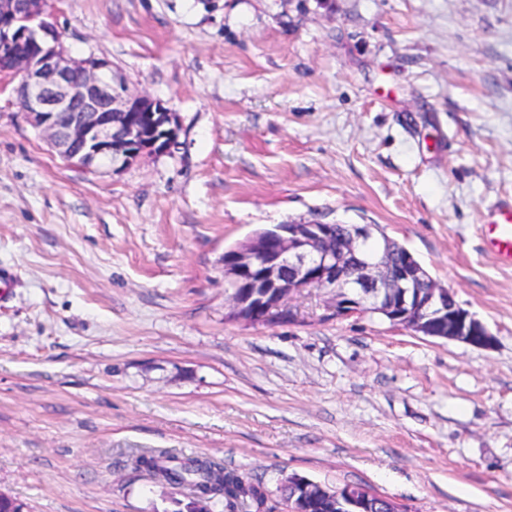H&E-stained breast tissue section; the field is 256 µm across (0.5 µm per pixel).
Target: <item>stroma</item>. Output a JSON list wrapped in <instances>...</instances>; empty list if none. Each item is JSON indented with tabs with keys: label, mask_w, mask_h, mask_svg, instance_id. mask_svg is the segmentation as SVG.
Instances as JSON below:
<instances>
[{
	"label": "stroma",
	"mask_w": 512,
	"mask_h": 512,
	"mask_svg": "<svg viewBox=\"0 0 512 512\" xmlns=\"http://www.w3.org/2000/svg\"><path fill=\"white\" fill-rule=\"evenodd\" d=\"M179 122L173 154L67 165L0 90V493L29 512H171L143 450L407 512H512V0H49ZM375 224L491 348L339 317H229L260 228ZM492 220L487 224L491 237V245L504 262L512 263V206L509 204L499 205L494 208L491 215Z\"/></svg>",
	"instance_id": "1"
}]
</instances>
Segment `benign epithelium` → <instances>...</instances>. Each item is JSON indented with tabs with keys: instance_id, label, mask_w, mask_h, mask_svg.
Returning a JSON list of instances; mask_svg holds the SVG:
<instances>
[{
	"instance_id": "obj_1",
	"label": "benign epithelium",
	"mask_w": 512,
	"mask_h": 512,
	"mask_svg": "<svg viewBox=\"0 0 512 512\" xmlns=\"http://www.w3.org/2000/svg\"><path fill=\"white\" fill-rule=\"evenodd\" d=\"M48 0H0V88L14 84L20 110L69 165L100 164L119 170L143 155H163L177 144L175 113L147 94L134 95L93 52L69 54ZM375 224H352L342 246L336 225L320 221L278 224L255 233L224 261L232 288L233 312L252 308L240 319L260 324L272 309L284 311L295 295L311 288L332 294L337 316L376 314L414 333L478 348L494 336L464 309L454 293L438 284L411 253L392 268L395 241L385 237L372 259L357 252L375 238ZM294 494L287 512H311L308 503L324 497L337 512H405L396 502L362 486L331 490L302 477L288 478Z\"/></svg>"
}]
</instances>
